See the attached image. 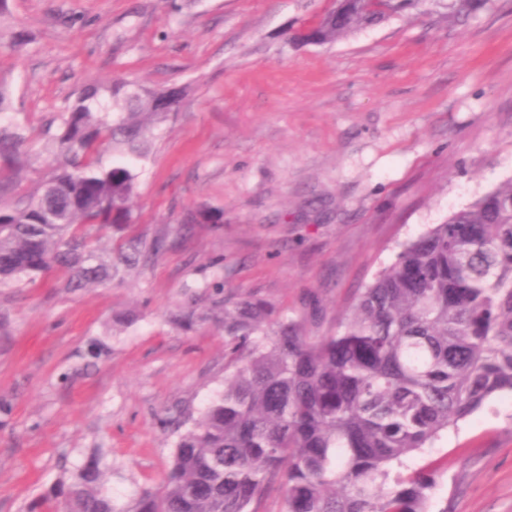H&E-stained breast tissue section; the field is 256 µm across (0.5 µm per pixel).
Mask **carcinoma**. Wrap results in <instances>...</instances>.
Here are the masks:
<instances>
[{
    "mask_svg": "<svg viewBox=\"0 0 512 512\" xmlns=\"http://www.w3.org/2000/svg\"><path fill=\"white\" fill-rule=\"evenodd\" d=\"M418 0H336L307 26L326 44L400 14ZM480 0H448L468 16ZM29 42L0 27V47ZM189 87L149 90L91 81L61 113L59 165L0 205V288L59 269L66 287L114 279L119 266L169 246L126 238L117 262L99 253L102 230L133 223L138 173L152 129ZM30 139L0 124V197ZM112 152V162L103 161ZM224 223V210L188 222ZM234 339L224 390L180 435L168 476L129 512H265L280 488L284 512H429L432 464L414 459L494 396L512 393V179L401 245L351 303L340 331L309 336L295 321L267 328L261 302L214 306ZM47 512H120L95 462L62 477Z\"/></svg>",
    "mask_w": 512,
    "mask_h": 512,
    "instance_id": "obj_1",
    "label": "carcinoma"
}]
</instances>
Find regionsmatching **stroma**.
<instances>
[{"label":"stroma","mask_w":512,"mask_h":512,"mask_svg":"<svg viewBox=\"0 0 512 512\" xmlns=\"http://www.w3.org/2000/svg\"><path fill=\"white\" fill-rule=\"evenodd\" d=\"M333 0H9L30 38L0 49L33 190L89 81L190 86L138 165L135 222L171 245L79 290L52 272L0 288V512L97 460L117 507L158 489L181 434L224 388L215 302L335 333L402 243L512 178V0L467 19L442 0L336 42L294 44ZM220 208V224L187 223ZM432 512H512V396L449 429Z\"/></svg>","instance_id":"obj_1"}]
</instances>
